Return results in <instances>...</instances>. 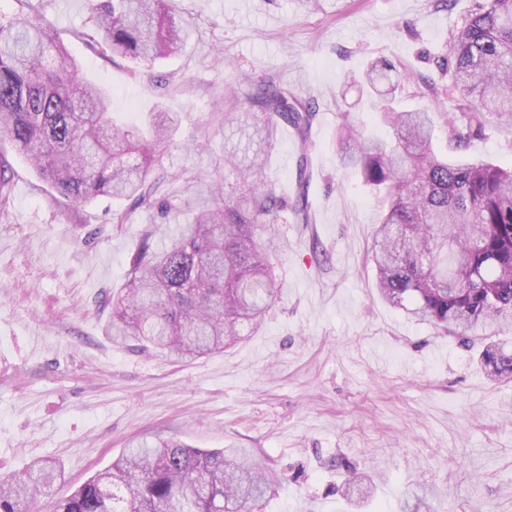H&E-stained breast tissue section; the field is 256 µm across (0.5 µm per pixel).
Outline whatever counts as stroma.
<instances>
[{"mask_svg": "<svg viewBox=\"0 0 512 512\" xmlns=\"http://www.w3.org/2000/svg\"><path fill=\"white\" fill-rule=\"evenodd\" d=\"M472 0H170L192 36L176 55L134 64L90 49L87 0H0V22L38 15L112 95L118 124L163 108L181 123L165 158V207L112 220L119 202L73 205L9 143L10 191L0 199V475L55 459L69 496L142 437L198 448H246L275 475L252 512H512V381L485 374L482 342L466 345L407 321L378 298L365 253L378 207L336 150L342 124L387 137L378 99L360 84L368 64L394 65L402 105L438 112L433 90L451 30ZM309 98L312 223L288 207L300 144L279 125L261 144L258 86ZM239 112L242 124L225 123ZM265 158L284 199L272 232L278 293L261 328L195 361L113 343L102 302L121 288L143 247L168 246L211 205L212 185L236 199V166ZM371 489L344 493L349 470ZM42 499L34 512H51Z\"/></svg>", "mask_w": 512, "mask_h": 512, "instance_id": "stroma-1", "label": "stroma"}]
</instances>
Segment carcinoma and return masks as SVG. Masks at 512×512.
Segmentation results:
<instances>
[{
  "label": "carcinoma",
  "mask_w": 512,
  "mask_h": 512,
  "mask_svg": "<svg viewBox=\"0 0 512 512\" xmlns=\"http://www.w3.org/2000/svg\"><path fill=\"white\" fill-rule=\"evenodd\" d=\"M97 36L115 56L151 61L176 52L190 36L170 0H89ZM448 110L441 113L449 157L433 148L435 116L425 110L381 118L386 141L345 127L338 149L380 207L366 253L381 298L418 324L466 340L488 327L501 340L483 350L488 376H512V166L461 155L493 124L512 135V0H473L448 40ZM385 74L375 66L365 86L386 102ZM255 102L272 138L281 122L301 142L293 209L312 223L307 188L308 135L316 110L284 86H269ZM111 97L80 76V65L42 19L19 14L0 23V142L24 153L62 196L81 205L100 196L127 200L116 213L159 203L152 179L180 125L176 112H153L144 127L112 123ZM259 157L238 169L254 188L242 202L214 195L171 245L138 252L127 280L112 296L107 332L137 341L177 361H192L234 344L242 327L258 328L276 299L268 252L274 213L282 206L261 179ZM60 466L42 460L0 477V512H31L50 496ZM273 477L244 448L202 449L175 439H139L103 474L53 503V512H250L272 489Z\"/></svg>",
  "instance_id": "1"
}]
</instances>
